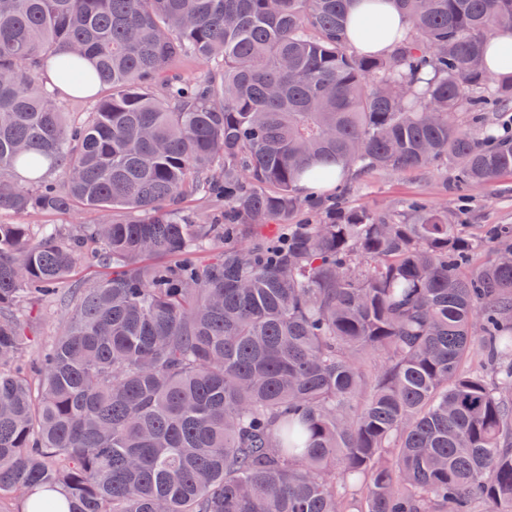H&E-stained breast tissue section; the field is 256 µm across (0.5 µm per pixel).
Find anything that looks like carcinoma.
Returning <instances> with one entry per match:
<instances>
[{
	"mask_svg": "<svg viewBox=\"0 0 512 512\" xmlns=\"http://www.w3.org/2000/svg\"><path fill=\"white\" fill-rule=\"evenodd\" d=\"M350 3L0 0V212L100 213L0 223L16 512H512V224L346 204L355 174H512V0H395L385 54ZM91 245L106 275L70 283ZM489 43H491L492 47L489 51L490 61L488 70L490 74L494 77L512 75V66L509 69L506 63L509 44L512 48V36L498 35L493 37ZM69 311L70 308L66 304L51 307L42 306L33 310L29 320V329L35 341L28 355L36 357L39 354L42 345L51 334L53 327L63 321Z\"/></svg>",
	"mask_w": 512,
	"mask_h": 512,
	"instance_id": "1",
	"label": "carcinoma"
}]
</instances>
